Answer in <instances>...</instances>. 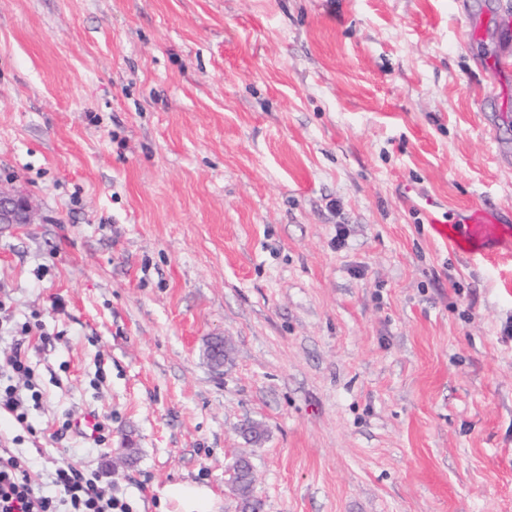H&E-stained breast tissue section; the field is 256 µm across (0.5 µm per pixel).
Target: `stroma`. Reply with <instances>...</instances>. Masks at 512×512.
Masks as SVG:
<instances>
[{
  "label": "stroma",
  "mask_w": 512,
  "mask_h": 512,
  "mask_svg": "<svg viewBox=\"0 0 512 512\" xmlns=\"http://www.w3.org/2000/svg\"><path fill=\"white\" fill-rule=\"evenodd\" d=\"M512 0H0V441L134 512H512ZM346 230L336 247L337 227ZM228 338L222 373L205 358ZM98 414L106 443L64 430ZM260 423L259 444L242 429ZM34 219V209L26 196L0 191V224H33ZM510 215V214H509ZM471 228L461 238L453 239L455 247L469 255H484L487 250L500 242L501 229H508V237H512V227L504 224L512 223V213L509 221L496 219L492 216H484L482 213H474L469 219ZM19 336L14 339L10 356L6 360V369H0V415L8 414L19 423L24 424L28 418V397L15 384L2 386V374L5 372V379L13 381L16 377L22 379L25 390L32 391L30 398L37 405L40 393L33 390L34 370L31 366L30 357L25 348L26 338ZM251 469L252 466L249 463H247L241 467L239 474H235V479H237L235 486L237 487V490L239 491L242 500L241 512H254L248 510H253L256 507H263L261 499H259L255 495V490L253 487L254 482L249 477ZM162 508L165 511L161 512H217L219 501L205 485L174 483L168 485L164 491Z\"/></svg>",
  "instance_id": "1"
}]
</instances>
